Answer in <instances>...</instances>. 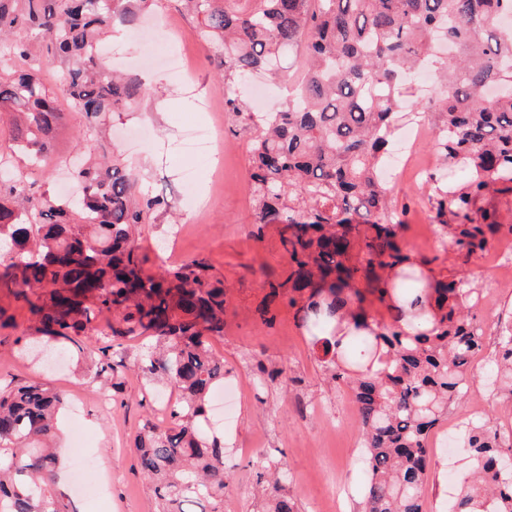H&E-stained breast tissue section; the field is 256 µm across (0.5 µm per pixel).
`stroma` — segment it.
<instances>
[{"instance_id":"stroma-1","label":"stroma","mask_w":512,"mask_h":512,"mask_svg":"<svg viewBox=\"0 0 512 512\" xmlns=\"http://www.w3.org/2000/svg\"><path fill=\"white\" fill-rule=\"evenodd\" d=\"M155 14L169 17L177 33L175 45L193 71V83L173 81L163 58H144L141 39L151 36L143 26L140 39L120 28L105 42L101 61L105 67L139 75L156 86L131 112H116L108 119V134L97 140L96 152L118 157L140 175L143 194L165 196L168 210H157L140 225L138 252L146 256L149 270L180 264L188 258L206 259L226 287L224 335L212 339L211 348L222 358L225 381L246 378L238 399L227 414L211 413L200 421L208 436L223 441L231 454L232 471L224 492V512H266L256 497L262 466L276 458L288 475L286 490L298 512H364L369 472L360 448L357 409L346 388L334 387L321 368L322 353L295 317L281 304L272 327L262 325L259 309L268 278L282 274L287 256L274 224L255 225L248 190V155L243 136L223 131L226 147L219 159H209L186 149L190 128L209 124L224 115L225 85L217 57L198 34L196 19L180 0H153ZM30 48L24 67L37 70L57 100L65 95L60 83L63 61L49 58L34 33L19 31ZM85 120L78 113L66 116L45 165L31 166L12 151L0 125V159L26 175L36 189L52 194L72 192L70 173L82 155L75 140ZM397 204L407 207L404 240L417 260L433 269L464 270L480 290L474 309L486 345L471 367V388L462 402L453 404L448 417L432 429L434 437L448 434L449 421H461L480 406L482 418L502 432L512 431V403L501 401L487 387L491 357L500 333L512 326V285L496 275L500 248L512 250V238L492 241L482 254L463 258L438 250L440 228L427 201L425 183L391 181ZM27 305L0 288V387L44 381L62 390L68 406L59 424L57 443L67 450L63 465L74 473L78 464L92 469L97 494L77 491L66 482L77 512H156L151 486L132 448L145 423L165 425L164 406L143 389L144 381L132 369L140 353L138 342L112 348V361L124 378L120 404L101 406L105 389L94 380L97 348L84 355L66 354L64 364L48 370L39 358L23 351L16 338L26 328ZM288 364V379H270L269 370ZM469 468L463 448L430 459L426 486L428 512H450L456 480Z\"/></svg>"}]
</instances>
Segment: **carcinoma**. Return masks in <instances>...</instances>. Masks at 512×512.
<instances>
[{
	"instance_id": "obj_1",
	"label": "carcinoma",
	"mask_w": 512,
	"mask_h": 512,
	"mask_svg": "<svg viewBox=\"0 0 512 512\" xmlns=\"http://www.w3.org/2000/svg\"><path fill=\"white\" fill-rule=\"evenodd\" d=\"M16 2L0 0V114L10 116L11 141L36 165L64 118L36 74L8 66L30 55L25 41L6 38L21 27L65 61V97L88 122L81 140L91 155L103 118L150 92L107 73L98 41L117 21L136 27L149 0H23L20 11ZM184 2L220 58L232 131L248 137L253 223L280 225L288 257L282 277L265 282L261 323L273 326V305L287 299L321 345L328 377L350 389L369 471L366 512H425L427 438L466 394L483 348L472 313L479 292L465 272L445 267L424 287L379 169L403 113H414L427 121L439 164L468 173L456 186L433 173L426 181L441 251L469 257L512 236V224L475 209L497 186L512 192V27L503 26L512 0ZM286 48L301 49V75L276 111H251L242 88L257 73L278 74ZM418 68L431 72L437 95L413 103ZM76 177L82 196L63 200L0 178V287L29 308L24 336L79 350L109 336L145 343L135 367L146 388L160 383L177 394L165 408L168 426L147 423L134 448L158 512H224V444L197 425L224 383V360L211 350L224 335V280L199 258L147 268L134 232L166 202L137 200L136 175L119 159L89 161ZM369 295L389 317L369 314ZM104 314L112 324L100 330ZM111 349L99 348L94 378L117 391ZM491 371L512 398L511 328ZM64 403L48 382L0 392V512H76L57 489V449L33 446L54 436ZM463 440L473 472L455 512H512V467H499L512 457V433L468 421ZM266 468L271 512H296L278 462Z\"/></svg>"
}]
</instances>
